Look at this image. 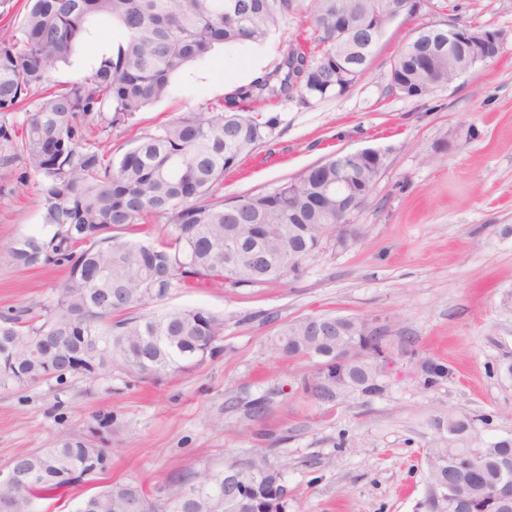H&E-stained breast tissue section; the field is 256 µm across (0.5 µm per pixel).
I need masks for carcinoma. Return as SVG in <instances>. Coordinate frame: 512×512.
<instances>
[{
	"mask_svg": "<svg viewBox=\"0 0 512 512\" xmlns=\"http://www.w3.org/2000/svg\"><path fill=\"white\" fill-rule=\"evenodd\" d=\"M225 0H0V159L19 161L39 177L42 224L10 244L13 264L23 268L63 265L65 281L55 289L45 314L9 309L0 313V388L75 374L95 378L119 369L138 380L189 373L218 352L224 317L201 308L150 311L148 307L183 288L222 283L258 285L297 275L336 230V198L324 194L336 181V164L310 167L273 190L224 199V172L259 145L271 141L279 118L246 111L253 101L341 95L366 72L375 46L360 48L364 37L343 34L351 27H384L386 6L403 0H240L243 19L224 13ZM309 10L306 38H289L288 52L263 79L239 87L205 112L172 119L115 157L98 137L129 126L146 106L164 98L171 77L204 57L217 44L261 43L289 16ZM109 18L124 40L97 66L60 88L48 87L49 74L66 62L90 35L95 22ZM445 36L433 26L417 29L403 45L388 74L389 88L407 98H425L455 77L456 63L439 50ZM171 232L158 244L153 225ZM238 225L243 248L251 235L264 234L268 260L224 262L228 225ZM312 316L283 325L268 341L275 356L309 360L315 371L304 380L313 400L327 403L321 379L340 392L355 387L362 398L384 395L383 359L350 317L343 335L313 336ZM72 331L91 338L82 353L96 371L47 366L30 354L40 336ZM462 439L474 428L466 415L443 416ZM104 453L90 439H62L52 451L18 456L26 462L23 484L0 488V512H32L34 501L77 484L85 457ZM435 464L428 482L450 480L460 491L459 506L425 497L424 512H501L512 498V470L495 463L512 458V436L483 448L453 445L429 449ZM487 461L481 469L473 457ZM181 486L161 499L140 485L113 482L84 497L98 500L97 512H124L137 498L142 512H226L224 501L206 497L224 492V471L178 474ZM251 512H271L269 484L248 483Z\"/></svg>",
	"mask_w": 512,
	"mask_h": 512,
	"instance_id": "cac0c4a2",
	"label": "carcinoma"
}]
</instances>
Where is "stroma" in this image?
Here are the masks:
<instances>
[{"label":"stroma","instance_id":"stroma-1","mask_svg":"<svg viewBox=\"0 0 512 512\" xmlns=\"http://www.w3.org/2000/svg\"><path fill=\"white\" fill-rule=\"evenodd\" d=\"M472 25L496 31L498 55L434 89L397 95L391 64L416 27ZM308 17L290 16L262 44L218 45L175 73L167 96L114 130L107 147L127 150L185 112L205 111L271 72L286 36ZM123 38L101 20L50 82L76 81ZM280 124L273 141L224 174V196L267 192L334 154L378 148L386 167L352 218L359 239H324L299 276L256 286L189 288L165 302L222 315V354L192 372L133 382L120 372L0 390V470L17 455L84 437L112 422L106 475L35 503V512H75L105 482L174 493L172 474L223 469L267 458L297 495L291 512H422L425 452L439 437L434 417L473 418L483 446L512 435V0H423L384 28L366 74L344 94L301 103L267 102ZM42 222L37 176L21 163L0 167V311L52 300L65 268L16 267L11 240ZM390 320L399 374L383 396L340 405L306 397L308 362L272 357L267 342L284 324L312 314ZM443 364L431 388L414 362ZM265 413L246 415L255 399Z\"/></svg>","mask_w":512,"mask_h":512}]
</instances>
